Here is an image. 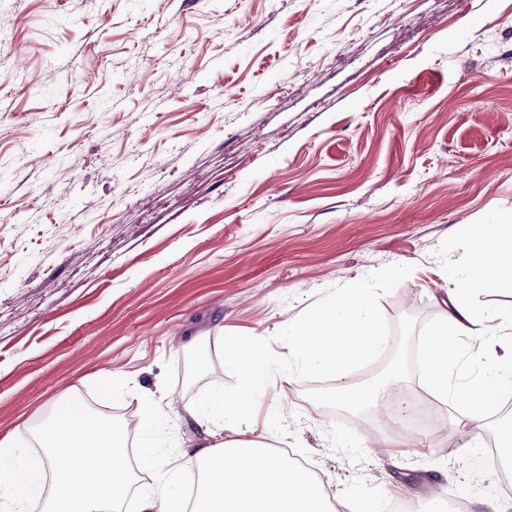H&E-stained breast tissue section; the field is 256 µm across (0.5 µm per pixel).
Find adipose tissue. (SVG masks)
<instances>
[{
	"label": "adipose tissue",
	"mask_w": 512,
	"mask_h": 512,
	"mask_svg": "<svg viewBox=\"0 0 512 512\" xmlns=\"http://www.w3.org/2000/svg\"><path fill=\"white\" fill-rule=\"evenodd\" d=\"M459 234L467 249L465 271L448 288L449 309L421 342L419 363L425 387L463 407L478 430L502 393L512 389V309L477 308L471 299L481 292H512V224L496 218L479 229L463 224ZM471 336L481 339L476 359L488 365L478 378L449 385L448 374ZM270 363L262 337L231 339L224 364L237 375L234 393L213 394L190 407L208 435L192 455L203 474L195 508L170 491L184 468L180 457L166 471L158 469L150 433L159 415L154 403L138 408L140 444L133 454L124 428L72 400L38 429L37 452L0 445V461H11L0 464V512H25L43 496L50 512H330L323 480L253 437L251 416L266 391ZM137 470L157 474V486L132 494Z\"/></svg>",
	"instance_id": "adipose-tissue-1"
}]
</instances>
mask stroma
Wrapping results in <instances>:
<instances>
[{
	"label": "stroma",
	"mask_w": 512,
	"mask_h": 512,
	"mask_svg": "<svg viewBox=\"0 0 512 512\" xmlns=\"http://www.w3.org/2000/svg\"><path fill=\"white\" fill-rule=\"evenodd\" d=\"M512 218V0H0V442L30 449L59 402L133 418L159 448L205 439L186 411L233 391L230 336L275 334L319 292L391 264L390 323L442 316L459 224ZM209 369L193 384V346ZM306 382L275 452L330 496L483 497L443 433L371 447L383 408L333 417ZM357 433L365 448L336 447Z\"/></svg>",
	"instance_id": "1"
}]
</instances>
